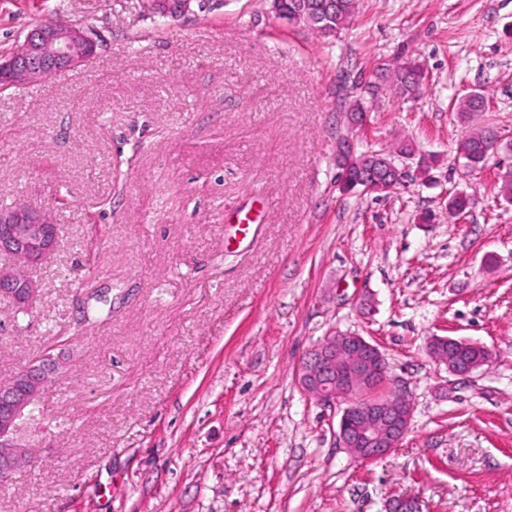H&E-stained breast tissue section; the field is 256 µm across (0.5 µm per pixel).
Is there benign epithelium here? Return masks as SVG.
<instances>
[{"instance_id":"obj_1","label":"benign epithelium","mask_w":512,"mask_h":512,"mask_svg":"<svg viewBox=\"0 0 512 512\" xmlns=\"http://www.w3.org/2000/svg\"><path fill=\"white\" fill-rule=\"evenodd\" d=\"M153 2L155 12L167 16L187 10L191 0ZM96 51L97 41L91 31L61 22L42 23L26 34L19 52L0 58V84H22L73 68ZM55 226L51 215L31 202L0 209V254L9 260V264L0 265V296L18 310L30 308L39 295L40 285L30 276V269L54 254L58 243ZM449 343L487 351L479 343L442 336L433 337L428 349L435 351ZM66 365L65 351L55 346L19 370L8 383L0 384L1 485L12 480L18 470L38 464L40 457L23 443L20 431ZM379 376L388 377L384 354L354 333L327 337L307 353L298 372L304 393L328 404L348 401L339 420V445L364 462L397 448L411 421V407L402 398L376 402L362 398ZM389 512H422V504L412 497H399L389 504Z\"/></svg>"}]
</instances>
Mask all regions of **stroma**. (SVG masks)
Wrapping results in <instances>:
<instances>
[{
    "instance_id": "1",
    "label": "stroma",
    "mask_w": 512,
    "mask_h": 512,
    "mask_svg": "<svg viewBox=\"0 0 512 512\" xmlns=\"http://www.w3.org/2000/svg\"><path fill=\"white\" fill-rule=\"evenodd\" d=\"M49 20L100 47L0 85V209L59 226L29 312L0 298V383L59 337L71 363L24 435L42 462L0 486V512H512V150L479 170L456 150L478 128L512 137V0H358L326 35L271 0L166 18L152 0H0V57ZM408 58L422 89L373 95L377 66ZM472 90L489 106L468 120ZM342 137L412 143L404 185L342 192ZM342 333L379 346L412 408L372 462L339 446L342 405L297 383ZM434 336L492 358L454 376Z\"/></svg>"
}]
</instances>
